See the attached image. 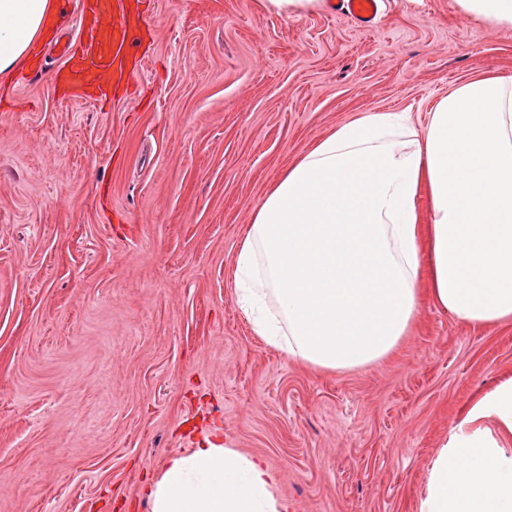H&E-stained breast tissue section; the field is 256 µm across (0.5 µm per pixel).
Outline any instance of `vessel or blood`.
<instances>
[{
    "label": "vessel or blood",
    "mask_w": 512,
    "mask_h": 512,
    "mask_svg": "<svg viewBox=\"0 0 512 512\" xmlns=\"http://www.w3.org/2000/svg\"><path fill=\"white\" fill-rule=\"evenodd\" d=\"M381 0H329L333 12L350 18L358 27L374 29ZM76 34L64 51L57 77L74 101L107 98L111 89L128 83L144 67L133 52L140 15L130 0H84Z\"/></svg>",
    "instance_id": "obj_1"
}]
</instances>
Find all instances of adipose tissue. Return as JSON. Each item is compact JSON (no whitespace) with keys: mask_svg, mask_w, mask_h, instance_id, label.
<instances>
[{"mask_svg":"<svg viewBox=\"0 0 512 512\" xmlns=\"http://www.w3.org/2000/svg\"><path fill=\"white\" fill-rule=\"evenodd\" d=\"M57 0H0V75L47 37ZM432 209L420 250L416 197ZM436 305L473 326L512 322V82L461 83L416 136L371 112L303 153L258 205L235 294L253 331L326 370L382 358L418 312L421 265ZM276 476L210 434L150 485V512H288ZM418 512H512V379L476 400L429 468Z\"/></svg>","mask_w":512,"mask_h":512,"instance_id":"1","label":"adipose tissue"}]
</instances>
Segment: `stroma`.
<instances>
[{"instance_id":"1","label":"stroma","mask_w":512,"mask_h":512,"mask_svg":"<svg viewBox=\"0 0 512 512\" xmlns=\"http://www.w3.org/2000/svg\"><path fill=\"white\" fill-rule=\"evenodd\" d=\"M143 71L103 104L31 56L0 77V512H149L211 432L260 458L288 512H417L471 404L512 378V323L418 314L352 371L288 359L233 288L253 214L304 151L369 112L416 134L448 91L512 77V26L458 0H385L374 30L321 4L141 0ZM321 0H261L263 8L277 16H301L317 10Z\"/></svg>"}]
</instances>
